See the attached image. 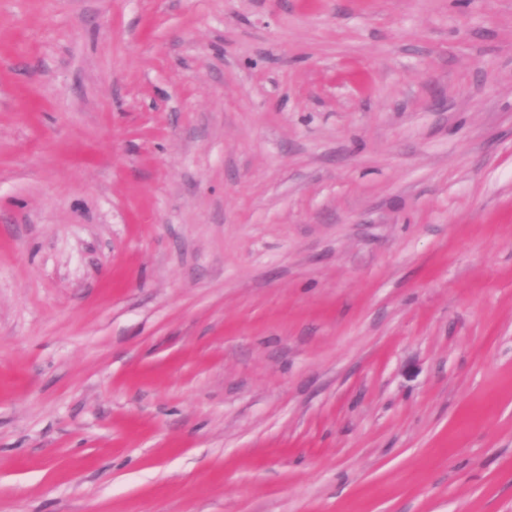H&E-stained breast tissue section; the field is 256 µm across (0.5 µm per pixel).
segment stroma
Listing matches in <instances>:
<instances>
[{"mask_svg": "<svg viewBox=\"0 0 512 512\" xmlns=\"http://www.w3.org/2000/svg\"><path fill=\"white\" fill-rule=\"evenodd\" d=\"M0 512H512V0H0Z\"/></svg>", "mask_w": 512, "mask_h": 512, "instance_id": "obj_1", "label": "stroma"}]
</instances>
